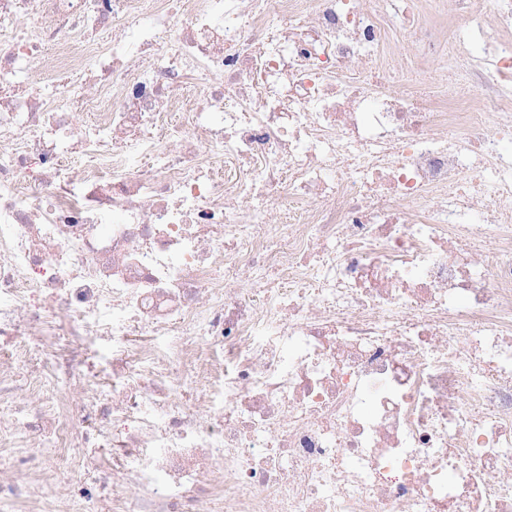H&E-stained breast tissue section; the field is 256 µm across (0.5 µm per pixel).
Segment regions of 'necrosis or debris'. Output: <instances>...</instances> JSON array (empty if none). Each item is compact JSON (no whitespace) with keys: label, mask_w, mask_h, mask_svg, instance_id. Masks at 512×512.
<instances>
[{"label":"necrosis or debris","mask_w":512,"mask_h":512,"mask_svg":"<svg viewBox=\"0 0 512 512\" xmlns=\"http://www.w3.org/2000/svg\"><path fill=\"white\" fill-rule=\"evenodd\" d=\"M0 512H512V0H0Z\"/></svg>","instance_id":"necrosis-or-debris-1"}]
</instances>
